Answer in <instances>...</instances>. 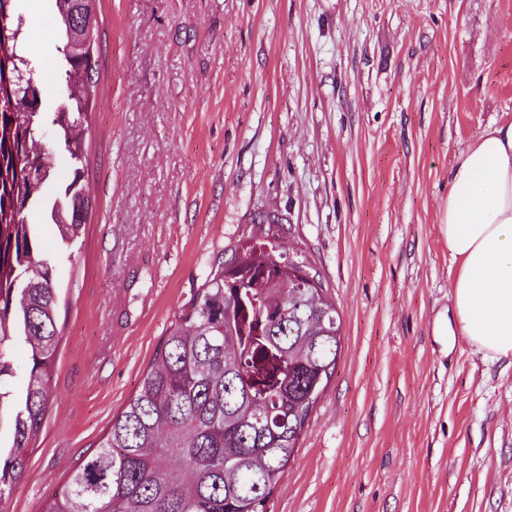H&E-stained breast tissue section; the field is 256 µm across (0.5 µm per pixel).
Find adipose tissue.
<instances>
[{"label": "adipose tissue", "mask_w": 512, "mask_h": 512, "mask_svg": "<svg viewBox=\"0 0 512 512\" xmlns=\"http://www.w3.org/2000/svg\"><path fill=\"white\" fill-rule=\"evenodd\" d=\"M442 232L456 265L453 327L512 358V122L487 128L451 166Z\"/></svg>", "instance_id": "1"}]
</instances>
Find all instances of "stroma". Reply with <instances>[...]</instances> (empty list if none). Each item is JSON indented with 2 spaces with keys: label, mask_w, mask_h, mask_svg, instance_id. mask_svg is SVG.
<instances>
[{
  "label": "stroma",
  "mask_w": 512,
  "mask_h": 512,
  "mask_svg": "<svg viewBox=\"0 0 512 512\" xmlns=\"http://www.w3.org/2000/svg\"><path fill=\"white\" fill-rule=\"evenodd\" d=\"M16 8L53 105V0ZM98 14L95 205L57 266L52 405L0 512H41L251 237L307 262L342 320L267 512H512V361L437 333L453 311L448 171L512 121V0H100Z\"/></svg>",
  "instance_id": "35a3bbf8"
}]
</instances>
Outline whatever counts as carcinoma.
<instances>
[{"label":"carcinoma","mask_w":512,"mask_h":512,"mask_svg":"<svg viewBox=\"0 0 512 512\" xmlns=\"http://www.w3.org/2000/svg\"><path fill=\"white\" fill-rule=\"evenodd\" d=\"M56 81L69 111L36 108L7 77L30 71L25 19L10 13L0 39V503L28 467L52 394L61 330L56 261L38 246L28 211L41 209L72 248L92 210L84 134L95 106L99 0H53ZM53 128L68 153V177L45 155L43 179L16 160ZM239 274H211L174 317L136 394L42 512H262L333 377L341 318L318 274L303 284L294 264L265 245L234 251ZM28 353L26 384L14 386V352Z\"/></svg>","instance_id":"obj_1"}]
</instances>
